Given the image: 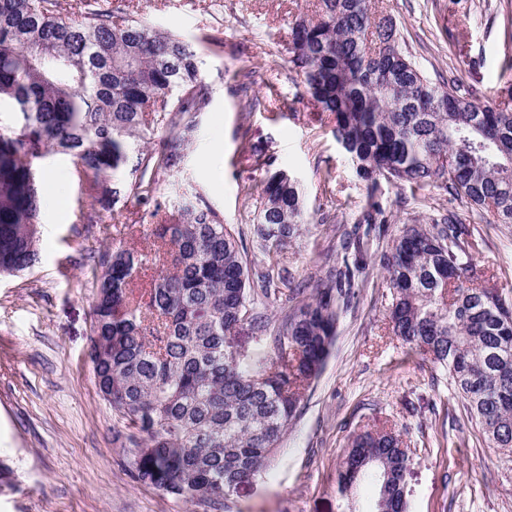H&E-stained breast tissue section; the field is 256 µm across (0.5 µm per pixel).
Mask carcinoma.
I'll use <instances>...</instances> for the list:
<instances>
[{"label": "carcinoma", "instance_id": "obj_1", "mask_svg": "<svg viewBox=\"0 0 512 512\" xmlns=\"http://www.w3.org/2000/svg\"><path fill=\"white\" fill-rule=\"evenodd\" d=\"M77 18L56 0H0V99L15 128L0 133V273L37 261L41 188L35 162L50 152L77 160L101 207L131 195L151 205L156 176L179 167L209 98L192 46L102 0H78ZM396 24L373 0H317L291 29L288 63L333 115L336 142L368 182V202L345 249L354 267L312 284L252 277L241 239L208 206L154 224L152 248L115 245L96 277L93 307L101 394L142 448L133 479L179 500H214L277 453L333 347L352 269L372 258L387 272L393 333L448 371L489 441L512 443V302L485 284L481 242L455 215L406 224L389 249L371 250L387 223L379 182L437 187L512 224V109L480 104L456 81L428 79L402 50ZM162 151L139 152L155 129ZM253 235L270 253L307 232L301 195L283 172L266 181ZM153 271L149 287H134ZM279 306L274 323L266 309ZM248 325L258 347L238 349ZM392 428L351 436L340 491L373 486L369 512H408L409 456Z\"/></svg>", "mask_w": 512, "mask_h": 512}]
</instances>
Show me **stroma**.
Masks as SVG:
<instances>
[{"instance_id": "obj_1", "label": "stroma", "mask_w": 512, "mask_h": 512, "mask_svg": "<svg viewBox=\"0 0 512 512\" xmlns=\"http://www.w3.org/2000/svg\"><path fill=\"white\" fill-rule=\"evenodd\" d=\"M113 8L179 35L201 60L210 88L183 161L159 173L160 220L181 193L199 196L243 239L255 269L288 268L314 281L342 258L340 242L367 201L333 135L332 115L306 93L288 63L295 18L316 0H111ZM403 48L430 79L456 77L479 102L512 103V0H383ZM249 82L248 93L238 86ZM62 196L42 207L40 258L29 271L0 273V512H343L339 459L353 433L395 427L410 450V512H512V460L489 447L448 373L409 354L393 336L385 272L370 264L344 312L324 370L305 392L269 466L224 499L186 503L135 482L119 436L127 421L101 397L88 351L95 277L113 243L142 247L149 231L135 198L81 215L93 201L74 159L36 163ZM284 170L301 187L309 231L274 254L253 239L267 173ZM389 235L454 211L483 240L478 267L512 301V225L449 202L439 189L381 183Z\"/></svg>"}]
</instances>
